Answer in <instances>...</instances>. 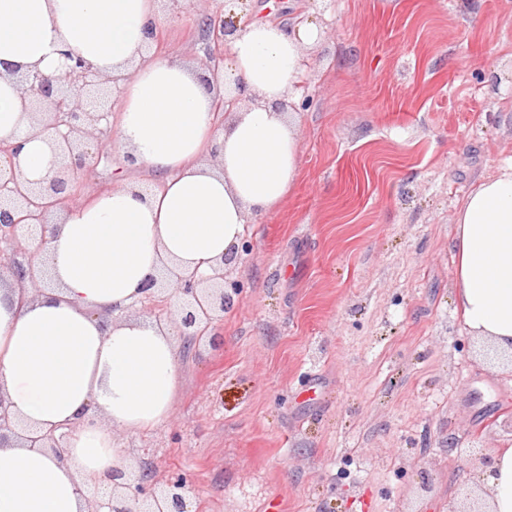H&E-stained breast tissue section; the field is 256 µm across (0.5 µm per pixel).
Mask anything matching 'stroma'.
I'll use <instances>...</instances> for the list:
<instances>
[{
    "label": "stroma",
    "mask_w": 512,
    "mask_h": 512,
    "mask_svg": "<svg viewBox=\"0 0 512 512\" xmlns=\"http://www.w3.org/2000/svg\"><path fill=\"white\" fill-rule=\"evenodd\" d=\"M276 2L328 30L298 177L224 268L220 347L191 339L171 418L121 445L189 474L193 512H456L488 495L468 448L512 443V358L465 331L450 251L459 201L512 156V0ZM190 4L161 0L159 49L200 63ZM154 179L116 155L71 189Z\"/></svg>",
    "instance_id": "obj_1"
}]
</instances>
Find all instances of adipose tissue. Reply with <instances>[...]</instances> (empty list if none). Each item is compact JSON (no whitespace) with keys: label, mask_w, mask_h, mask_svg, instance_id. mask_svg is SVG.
I'll return each instance as SVG.
<instances>
[{"label":"adipose tissue","mask_w":512,"mask_h":512,"mask_svg":"<svg viewBox=\"0 0 512 512\" xmlns=\"http://www.w3.org/2000/svg\"><path fill=\"white\" fill-rule=\"evenodd\" d=\"M161 23L157 0H0V142L19 146L21 181L47 183L57 158L16 78L57 71L63 49L123 77L113 146L160 181L63 209L54 233L33 237L36 275L49 288L24 294L0 277V394L28 435L74 429L61 460L0 445V512H88L92 485L108 500V473L128 467L117 432L167 422L179 386L171 327L128 309L149 278L220 269L245 240L248 216L275 213L298 175L299 135L282 104L323 27L244 23L227 70L251 102L221 123L222 82L150 55L147 27ZM453 222L456 310L471 335L512 353V157L477 180ZM483 482L489 512H512V445L495 450Z\"/></svg>","instance_id":"ef3b65f1"}]
</instances>
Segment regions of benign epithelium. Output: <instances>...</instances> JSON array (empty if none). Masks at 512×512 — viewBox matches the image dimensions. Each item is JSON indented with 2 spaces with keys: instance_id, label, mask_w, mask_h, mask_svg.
<instances>
[{
  "instance_id": "obj_1",
  "label": "benign epithelium",
  "mask_w": 512,
  "mask_h": 512,
  "mask_svg": "<svg viewBox=\"0 0 512 512\" xmlns=\"http://www.w3.org/2000/svg\"><path fill=\"white\" fill-rule=\"evenodd\" d=\"M244 0H224V14L213 15L205 27L215 48L228 45L237 31L239 15L231 13L229 6ZM64 57V69L57 76L41 71L26 72L18 76L31 111L48 116L45 129L56 135L58 168L46 186L31 187L20 182L19 174L10 163L18 148L0 142V240L12 244L22 259L10 260L3 267L16 280L20 288L34 282L31 270L38 257L29 242L19 233L27 224L46 228L50 211L57 206L66 208L82 204L70 192V183L76 177L93 169L102 157L108 155L96 132L99 125L108 121V106L114 90L120 87L119 78L99 73L89 63L68 51H59ZM148 292L147 303L142 308L154 312L155 294H162L165 306L176 307L180 316L182 335L202 336L213 323L224 315V308L231 305L238 295L237 285H225L224 274L209 277L193 274L179 276L176 280L160 284L155 279L143 286ZM15 434L14 422L3 397L0 396V442ZM70 432L46 434L28 439L30 446L49 448L63 457ZM117 489L106 503L95 502L93 512H189L187 493L189 480L182 473H173L162 482L153 481L145 471L138 475L119 472Z\"/></svg>"
}]
</instances>
